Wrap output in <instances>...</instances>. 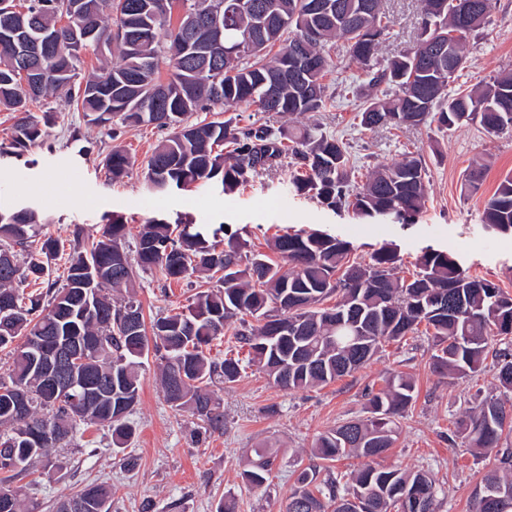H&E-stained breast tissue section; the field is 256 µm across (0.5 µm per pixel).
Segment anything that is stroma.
Instances as JSON below:
<instances>
[{"label": "stroma", "mask_w": 512, "mask_h": 512, "mask_svg": "<svg viewBox=\"0 0 512 512\" xmlns=\"http://www.w3.org/2000/svg\"><path fill=\"white\" fill-rule=\"evenodd\" d=\"M383 4L393 26L381 54L391 57L417 41L421 2ZM468 53L461 78L465 86L512 70V0H497L490 25L470 40ZM30 111L42 118L44 135L23 154L0 155V200L47 217L40 232L60 243L57 276L66 274L75 228L94 237L118 217L126 225L130 247L152 219L176 220L209 235L225 226L259 250L265 249L267 238L286 230L320 231L347 241L353 258L365 262L390 245L404 261L398 270L402 276L407 263L431 248L452 253L469 274L493 281L512 295V235L487 230L482 220L483 197L492 195L512 171V132L490 135L476 124L450 131L434 125L363 131L356 127V112L347 103L290 118L225 107L207 115L196 113L199 121L229 119L240 127L256 121L296 128L317 125L345 136L358 159L355 176L360 182L373 167L421 151L428 170V198L420 217L410 224H363L351 213L331 211L296 193L288 166L231 193L213 182L154 195L145 185L143 166L165 131L127 125L112 136L107 128L88 125L61 97L34 104ZM116 143L132 160L128 176L119 183L108 179L102 167ZM475 162L487 167L478 197L464 186L465 171ZM208 286L201 276L166 283L150 271L140 274L135 291L144 320L150 323L181 311ZM432 352V343L424 336L395 342L351 375L305 390L276 387L266 373L247 367L236 382L212 388L224 414L219 430L170 407L160 383V362L148 356L141 369L139 403L129 418L133 438L128 447L118 449L107 428L93 426L76 445L51 449L34 466L36 512H55L62 495L92 482L111 485L112 512H215L227 497L236 512H283L295 489L296 470L312 461L317 436L362 416L366 388H382L396 371L413 377L417 398L401 418L395 443L381 465L429 472L437 486L436 512H470L477 484L498 460L493 452H475L451 443L449 437L455 418L474 394H498L497 373L489 365L475 376L452 380L432 371ZM258 448L273 457L274 465L268 481L256 489L245 484L242 474ZM129 455L137 459L135 468L125 465Z\"/></svg>", "instance_id": "1"}]
</instances>
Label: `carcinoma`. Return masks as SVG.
I'll list each match as a JSON object with an SVG mask.
<instances>
[{
    "mask_svg": "<svg viewBox=\"0 0 512 512\" xmlns=\"http://www.w3.org/2000/svg\"><path fill=\"white\" fill-rule=\"evenodd\" d=\"M25 15L15 16L16 0L0 6V111L15 113L5 149L21 154L42 136L29 104L65 92L68 105L97 126L114 118L125 125L153 124L169 131L148 157L144 178L156 193L193 184L221 183L226 191L285 164L294 169V190L330 210H350L366 224H407L425 207V162L407 155L375 168L365 182L354 180L350 144L320 127L296 129L268 124L240 128L230 120L189 123L194 112L215 105L255 108L290 116L322 112L347 98L327 90L325 77L340 60L359 65L360 76L376 94L359 102L360 128L401 129L437 121L448 131L473 122L489 134L512 131V72L481 87L451 90L468 64L467 43L490 22L495 0H421V31L406 52L379 59L391 29L382 0H332L345 21L335 23L310 10L311 0H242V6L218 17L221 40L196 46L186 22L209 14L224 0H26ZM270 29L255 51L240 49L253 35L255 14ZM169 53V72H159L160 40ZM448 44L443 65L427 40ZM60 44L47 54L43 46ZM278 51H273L275 45ZM118 53V61L100 65L77 82L83 55L97 60ZM210 61L198 73L195 61ZM35 67L23 75L20 62ZM131 166L119 145L104 169L109 179L124 177ZM485 167L469 166L465 186L480 190ZM483 221L512 235V174L483 200ZM48 223L35 211L0 205V352L11 364L0 374V512H29L15 482L30 475L35 460L69 445L88 425L106 426L116 447L132 435L128 417L139 399L140 359L160 356L166 402L189 411L219 429L209 385L235 382L240 358L210 356L209 346L224 327L240 322L239 342L248 361L289 390L331 383L368 363L387 341L418 332L432 337L434 372L465 378L486 359L490 341L496 351L500 393L486 396L454 422L453 436L472 448L499 456L474 492L472 512H512V295L494 282L463 269L450 252L419 255L409 276H398L394 249H378L368 263L351 258L348 242L322 232L285 234L269 244L270 253L246 244L224 249L197 231L151 220L143 226L131 258L122 246L126 226L112 218L93 238L73 231L74 247L64 283L51 279L56 240L34 245L37 225ZM288 268H283L280 261ZM157 270L179 281L195 273L216 279L213 290L198 291L181 312L153 321L147 335L133 282L138 271ZM46 291L25 294L31 282ZM335 300L330 305L328 301ZM136 316L128 333L126 315ZM88 345V362L77 368L87 382L111 387L108 399L73 405L42 380V354L57 343ZM29 392L25 416L15 414L14 393ZM413 378L399 372L386 386L365 392L367 416L319 434L316 462L300 468L296 489L284 512H436V483L426 473L386 468L378 463L394 444L396 420L412 406ZM356 456L367 463L349 473L329 463ZM266 451L255 450L243 473L253 488L262 487L271 470ZM504 488L507 497L484 503L481 490ZM89 496L108 505L112 490L91 484L62 497L56 512Z\"/></svg>",
    "mask_w": 512,
    "mask_h": 512,
    "instance_id": "obj_1",
    "label": "carcinoma"
}]
</instances>
